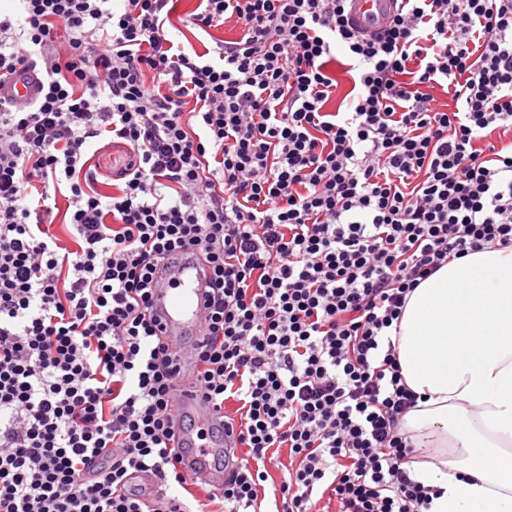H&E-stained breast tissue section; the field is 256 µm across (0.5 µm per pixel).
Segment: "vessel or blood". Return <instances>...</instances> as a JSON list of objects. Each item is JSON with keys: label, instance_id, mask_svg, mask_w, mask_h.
<instances>
[{"label": "vessel or blood", "instance_id": "obj_1", "mask_svg": "<svg viewBox=\"0 0 512 512\" xmlns=\"http://www.w3.org/2000/svg\"><path fill=\"white\" fill-rule=\"evenodd\" d=\"M404 0H351L349 16L361 33L372 35L383 30L400 13ZM38 91L36 77L16 78L0 86V101L21 104L32 100ZM209 271L188 259L159 266L157 287L151 299L160 338L176 349L177 392L174 418L189 416L198 426L217 430L214 443L200 445L194 432H176L175 444L183 459L184 470L203 486L220 485L224 479L220 455L235 459V438L222 431L225 418L204 395L192 387L190 375L197 365L191 347L201 333L207 309Z\"/></svg>", "mask_w": 512, "mask_h": 512}]
</instances>
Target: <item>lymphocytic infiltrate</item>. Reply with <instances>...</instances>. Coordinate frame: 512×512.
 Segmentation results:
<instances>
[{
    "label": "lymphocytic infiltrate",
    "instance_id": "1",
    "mask_svg": "<svg viewBox=\"0 0 512 512\" xmlns=\"http://www.w3.org/2000/svg\"><path fill=\"white\" fill-rule=\"evenodd\" d=\"M110 2L0 17V82L42 88L0 103V512H429L387 331L444 263L512 248V0H406L368 37L346 0H198L193 27L239 30L201 51L171 0ZM338 56L356 92L330 112ZM103 139L129 150L109 195ZM63 187L73 250L51 231ZM189 248L211 275L197 386L234 403L246 450L202 497L148 314L157 264ZM38 91V80L34 73L29 78H16L0 87V101L21 104L32 100Z\"/></svg>",
    "mask_w": 512,
    "mask_h": 512
}]
</instances>
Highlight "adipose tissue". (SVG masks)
<instances>
[{
    "mask_svg": "<svg viewBox=\"0 0 512 512\" xmlns=\"http://www.w3.org/2000/svg\"><path fill=\"white\" fill-rule=\"evenodd\" d=\"M397 356L419 395L402 428L412 478L442 488L430 512H512V250L493 245L421 282Z\"/></svg>",
    "mask_w": 512,
    "mask_h": 512,
    "instance_id": "obj_1",
    "label": "adipose tissue"
}]
</instances>
